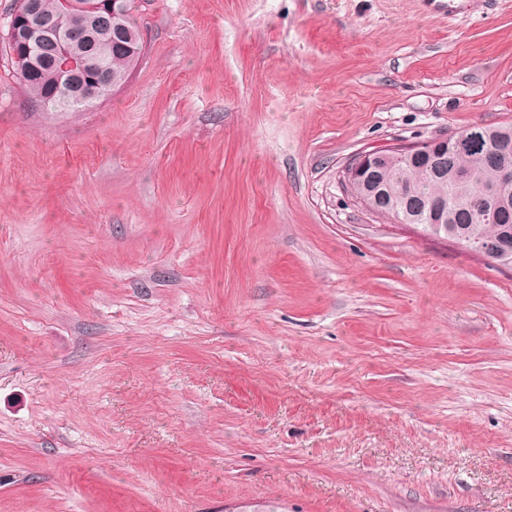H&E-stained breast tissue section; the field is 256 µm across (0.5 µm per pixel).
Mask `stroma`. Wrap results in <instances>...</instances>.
<instances>
[{"instance_id": "1", "label": "stroma", "mask_w": 512, "mask_h": 512, "mask_svg": "<svg viewBox=\"0 0 512 512\" xmlns=\"http://www.w3.org/2000/svg\"><path fill=\"white\" fill-rule=\"evenodd\" d=\"M30 106L0 0V512H512V270L362 152L512 125V0H135Z\"/></svg>"}]
</instances>
